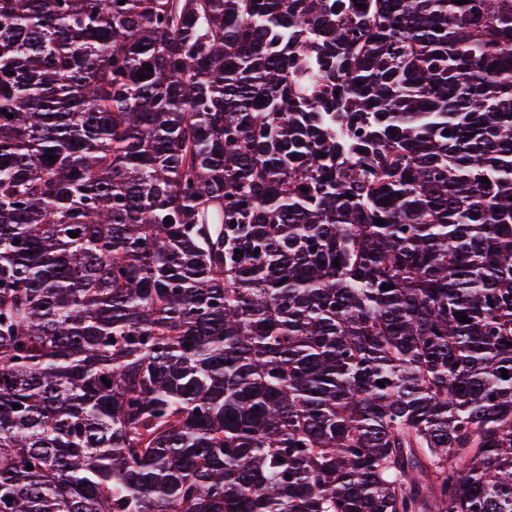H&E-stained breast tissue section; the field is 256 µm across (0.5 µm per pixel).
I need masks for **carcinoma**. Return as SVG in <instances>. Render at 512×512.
<instances>
[{"label": "carcinoma", "instance_id": "obj_1", "mask_svg": "<svg viewBox=\"0 0 512 512\" xmlns=\"http://www.w3.org/2000/svg\"><path fill=\"white\" fill-rule=\"evenodd\" d=\"M0 512H512V0H0Z\"/></svg>", "mask_w": 512, "mask_h": 512}]
</instances>
